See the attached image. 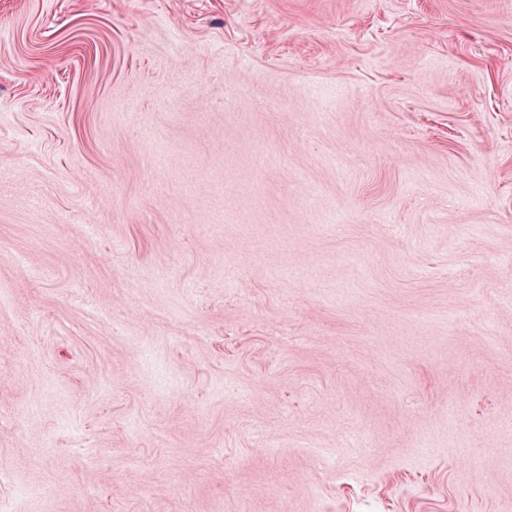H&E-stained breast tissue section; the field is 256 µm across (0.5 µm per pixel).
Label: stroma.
I'll return each instance as SVG.
<instances>
[{
    "label": "stroma",
    "mask_w": 512,
    "mask_h": 512,
    "mask_svg": "<svg viewBox=\"0 0 512 512\" xmlns=\"http://www.w3.org/2000/svg\"><path fill=\"white\" fill-rule=\"evenodd\" d=\"M0 512H512V0H0Z\"/></svg>",
    "instance_id": "stroma-1"
}]
</instances>
